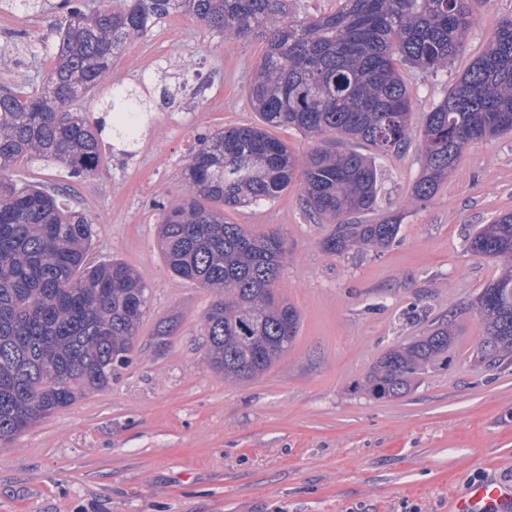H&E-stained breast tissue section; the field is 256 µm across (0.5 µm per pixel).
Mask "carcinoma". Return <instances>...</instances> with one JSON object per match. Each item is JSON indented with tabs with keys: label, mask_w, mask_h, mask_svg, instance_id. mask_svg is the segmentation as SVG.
I'll return each instance as SVG.
<instances>
[{
	"label": "carcinoma",
	"mask_w": 512,
	"mask_h": 512,
	"mask_svg": "<svg viewBox=\"0 0 512 512\" xmlns=\"http://www.w3.org/2000/svg\"><path fill=\"white\" fill-rule=\"evenodd\" d=\"M52 63L40 90L0 84V440L10 441L82 396L112 386L129 363L148 308L147 285L125 262H87L95 220L71 206L70 184L105 161L102 135L131 146L151 107L135 91L112 86L124 46L147 37L168 16L196 17L224 37L264 29L266 49L247 94L263 123L322 138L337 134L373 154L319 146L298 165L288 144L252 124L198 137L183 170V194L162 208L158 240L171 274L220 296L201 325L207 360L232 382L265 373L293 345L296 308L277 288L286 243L276 230L252 231L228 209L277 199L299 185L304 209L336 225L322 242L330 255L381 251L402 217L374 224L380 175L376 156L405 147L413 106L401 67L435 74L465 48L475 24L468 0H340L314 19L288 15L286 0H61ZM103 92L93 117L77 107ZM512 132V19L496 29L446 95L426 113L413 185L430 199L471 144ZM59 165L69 183L52 191L15 179L17 166ZM469 250L498 260L499 277L479 289L472 308L484 336L472 353L486 366L512 363V212L477 228ZM455 324L388 349L364 386L399 398L448 365Z\"/></svg>",
	"instance_id": "cac0c4a2"
}]
</instances>
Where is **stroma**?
Here are the masks:
<instances>
[{
    "instance_id": "obj_1",
    "label": "stroma",
    "mask_w": 512,
    "mask_h": 512,
    "mask_svg": "<svg viewBox=\"0 0 512 512\" xmlns=\"http://www.w3.org/2000/svg\"><path fill=\"white\" fill-rule=\"evenodd\" d=\"M59 0L19 13L0 8V80L36 85L51 64ZM476 20L447 70L403 67L414 122L488 46L512 0H470ZM265 39H230L176 13L127 43L112 81L152 103L131 153L106 148L98 174L72 187L94 221L89 262L117 258L149 289L130 364L111 387L0 444V512H448L451 494L488 478L512 481V364H474L483 325L470 304L501 265L467 238L512 211V135L468 146L427 201L412 198L418 141L377 156L378 214L399 212L396 240L341 256L333 230L302 206L296 187L229 212L233 223L280 231L287 258L278 287L300 314L292 347L266 373L228 383L206 358L201 320L209 289L172 276L157 241L161 209L181 196L200 135L259 117L247 97ZM175 101L160 105L161 90ZM455 320L447 368L409 395L364 388L386 350ZM174 322L167 346L156 328Z\"/></svg>"
}]
</instances>
